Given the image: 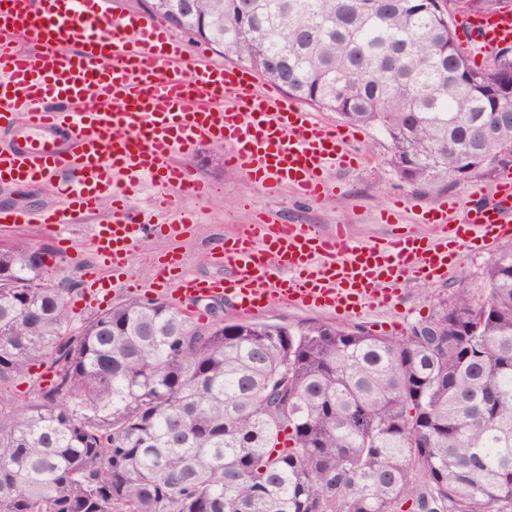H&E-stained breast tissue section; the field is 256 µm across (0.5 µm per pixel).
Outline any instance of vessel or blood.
Here are the masks:
<instances>
[{"mask_svg":"<svg viewBox=\"0 0 512 512\" xmlns=\"http://www.w3.org/2000/svg\"><path fill=\"white\" fill-rule=\"evenodd\" d=\"M104 4L0 0V133L9 139L0 149V183L24 190L68 170L78 173L58 186L61 206L36 215L0 211V224L61 228L109 204L105 223L91 228L96 264L84 274L87 308L111 296L133 247L191 229L192 215L158 224L153 211L128 202L145 179L157 188L153 210H171L172 187L207 197V183L175 155L205 142L224 146L226 164L252 183L289 185L311 202L329 192L330 169L361 162L346 132L316 121L280 88L235 64L185 69L183 42L162 20L141 13L111 19ZM462 34L478 54L512 45V11L465 22ZM457 207L445 200L423 209L431 236L397 232L365 244L344 224L323 234L309 225L259 220L214 246L211 257L224 276L187 275L183 254L169 252L153 261L151 291L179 294L195 318L201 315L195 300L217 296L243 318L274 301L358 316L400 300L407 282L445 280L449 259L461 248L512 239L511 176L500 178L491 198L463 206L459 221Z\"/></svg>","mask_w":512,"mask_h":512,"instance_id":"vessel-or-blood-1","label":"vessel or blood"}]
</instances>
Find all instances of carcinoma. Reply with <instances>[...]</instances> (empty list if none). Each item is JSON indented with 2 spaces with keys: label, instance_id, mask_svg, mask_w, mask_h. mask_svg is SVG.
Wrapping results in <instances>:
<instances>
[{
  "label": "carcinoma",
  "instance_id": "cac0c4a2",
  "mask_svg": "<svg viewBox=\"0 0 512 512\" xmlns=\"http://www.w3.org/2000/svg\"><path fill=\"white\" fill-rule=\"evenodd\" d=\"M165 2L225 57L375 129L417 193L512 165V48L481 68L455 44L457 14L501 0ZM44 252L0 243V512H512V248L479 295L399 336L198 325L161 298L76 326Z\"/></svg>",
  "mask_w": 512,
  "mask_h": 512
}]
</instances>
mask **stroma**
<instances>
[{
	"instance_id": "1",
	"label": "stroma",
	"mask_w": 512,
	"mask_h": 512,
	"mask_svg": "<svg viewBox=\"0 0 512 512\" xmlns=\"http://www.w3.org/2000/svg\"><path fill=\"white\" fill-rule=\"evenodd\" d=\"M316 119L348 131L350 139L362 154L359 168L336 173L335 190L315 203L302 201L287 186L268 190L251 183L244 175L224 164V149L217 144H204L195 154L183 157V164L194 168L210 185L208 199L176 198L180 210L198 212L199 222L193 233L179 238H151L138 244L132 251L127 275L136 280L141 291H148L153 278L151 260L155 255L176 251L185 255L187 272L195 277L224 275L222 266L208 258L210 247L225 234L250 223L256 213L264 212L283 223L306 224L323 233L332 232L336 225H349L356 239L378 240L393 228L430 235V225L420 223L422 209L448 198L463 201L471 192L481 191L490 196L497 183L496 177H486L461 183L426 194L384 171L387 149L380 136L372 129L345 122L337 113L314 109ZM404 202L397 225L383 224L379 216L394 202ZM104 214L92 216L90 224H100ZM90 224L56 229L44 224H21L10 229L13 237H24L48 242L55 254L49 260L48 273L54 280L68 279L82 283L86 269L92 263L89 245ZM496 250L480 249L462 253L445 281L408 283L404 295L395 305L384 309H367L361 316H341L316 309L291 308L273 302L259 314L258 319L269 323L297 325L309 320L361 326L376 334L399 335L410 323L428 318L439 304L449 299L460 288L478 289L485 268L496 258Z\"/></svg>"
}]
</instances>
